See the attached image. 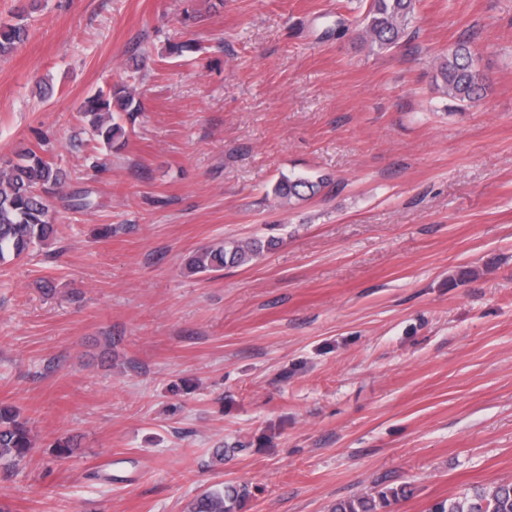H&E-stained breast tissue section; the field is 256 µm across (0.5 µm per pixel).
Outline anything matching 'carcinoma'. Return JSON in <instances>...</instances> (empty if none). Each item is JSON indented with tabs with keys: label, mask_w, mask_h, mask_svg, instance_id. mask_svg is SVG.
<instances>
[{
	"label": "carcinoma",
	"mask_w": 512,
	"mask_h": 512,
	"mask_svg": "<svg viewBox=\"0 0 512 512\" xmlns=\"http://www.w3.org/2000/svg\"><path fill=\"white\" fill-rule=\"evenodd\" d=\"M418 0H369L362 23L366 40L380 50L396 48L405 36ZM29 35L26 18L17 23H0V57L10 55ZM438 74L442 93L467 109L475 106L486 91L478 58L467 41L448 48L439 57ZM140 111L136 89L128 81H116L108 91H99L81 108L92 132L111 143L126 135L121 114ZM63 174L34 150L17 154L0 167V259L19 257L33 248L45 246L54 234L55 216L49 194L60 189ZM332 184L328 175L283 177L273 194L282 205L310 200ZM258 239H226L197 249L189 258L193 273L220 271L249 264L263 250ZM31 448L28 421L15 407L0 406V465L10 466L23 459ZM246 492L233 485L212 488L198 495L190 512H237ZM398 497L395 491L377 496L359 495L340 501L335 512H379ZM433 512H512V480L476 488L436 505Z\"/></svg>",
	"instance_id": "1"
}]
</instances>
